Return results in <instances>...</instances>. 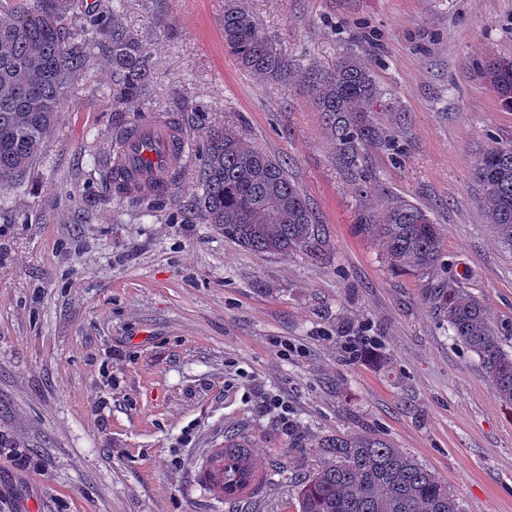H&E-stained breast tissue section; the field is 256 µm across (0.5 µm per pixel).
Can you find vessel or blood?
<instances>
[{
	"label": "vessel or blood",
	"mask_w": 512,
	"mask_h": 512,
	"mask_svg": "<svg viewBox=\"0 0 512 512\" xmlns=\"http://www.w3.org/2000/svg\"><path fill=\"white\" fill-rule=\"evenodd\" d=\"M189 150L184 133L165 120L140 121L129 127L119 153L109 159L118 180L132 188L170 192L175 156ZM195 482L219 503L243 506L258 499L269 475L255 464L250 449L211 448L194 474Z\"/></svg>",
	"instance_id": "1"
}]
</instances>
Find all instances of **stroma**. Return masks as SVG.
<instances>
[{"mask_svg": "<svg viewBox=\"0 0 512 512\" xmlns=\"http://www.w3.org/2000/svg\"><path fill=\"white\" fill-rule=\"evenodd\" d=\"M288 73L258 77L224 50L225 0H77L116 11L153 79L128 102L112 52L73 74L59 123L0 189V512H298L321 449L372 432L444 478L462 512H512V406L432 307L463 286L512 321V253L486 220L477 153L512 144V111L478 65L512 58V0H243ZM347 51L393 100L376 121L404 148L367 150L381 193L360 198L297 79ZM180 117L195 148L229 124L279 160L325 229L317 255H260L195 210L186 175L151 204L106 190L116 125ZM405 201L440 227L439 265L391 267L353 230L359 201ZM377 343L363 357L350 344ZM268 395L284 410H263ZM252 443L266 494L221 506L192 481L206 448ZM28 457L20 467L19 456Z\"/></svg>", "mask_w": 512, "mask_h": 512, "instance_id": "obj_1", "label": "stroma"}]
</instances>
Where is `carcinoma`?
<instances>
[{"label": "carcinoma", "instance_id": "1", "mask_svg": "<svg viewBox=\"0 0 512 512\" xmlns=\"http://www.w3.org/2000/svg\"><path fill=\"white\" fill-rule=\"evenodd\" d=\"M65 0L18 2L0 21V188L20 180L53 132L69 76L82 70L91 40L72 33ZM110 38L112 66L122 75L125 95L138 98L151 81L148 54L117 15L91 19L83 32ZM224 48L244 69L278 78L288 64L266 40L240 2L224 8ZM482 79L512 110V59L492 58ZM300 82L335 142L336 166L357 182L361 193L381 191L366 165V147L400 153L394 135L374 122L391 109L371 64L345 52L332 70L311 68ZM472 175L484 195V210L498 242L512 251V145H492L479 153ZM196 179L195 206L204 223L224 237L268 256L288 257L323 246L322 225L277 159L248 145L230 127L209 131ZM357 234L377 240L392 267L425 273L440 261L441 233L427 211L410 203H389L377 212L361 204ZM453 336L480 360L484 377L498 398L512 405V353L505 337L512 323L496 324L486 307L464 288L435 295ZM311 448L325 458L298 490V512H461L448 483L411 454L374 433L348 439L313 438Z\"/></svg>", "mask_w": 512, "mask_h": 512}]
</instances>
